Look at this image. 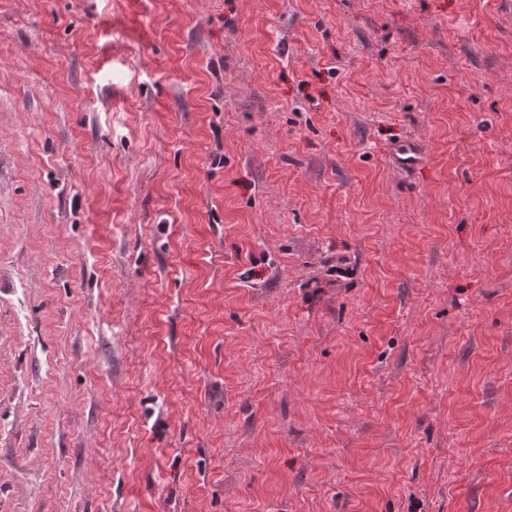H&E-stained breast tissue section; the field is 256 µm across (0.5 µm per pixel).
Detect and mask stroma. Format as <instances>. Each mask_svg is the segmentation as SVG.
<instances>
[{"instance_id":"1","label":"stroma","mask_w":512,"mask_h":512,"mask_svg":"<svg viewBox=\"0 0 512 512\" xmlns=\"http://www.w3.org/2000/svg\"><path fill=\"white\" fill-rule=\"evenodd\" d=\"M0 512H512V0H0Z\"/></svg>"}]
</instances>
